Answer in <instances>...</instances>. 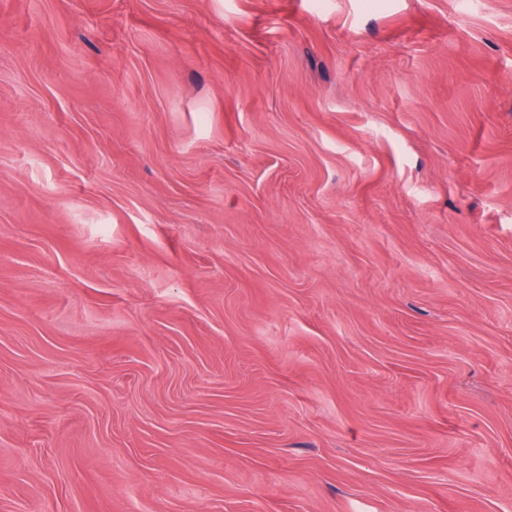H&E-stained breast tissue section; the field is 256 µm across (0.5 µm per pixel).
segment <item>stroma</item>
I'll use <instances>...</instances> for the list:
<instances>
[{"mask_svg":"<svg viewBox=\"0 0 512 512\" xmlns=\"http://www.w3.org/2000/svg\"><path fill=\"white\" fill-rule=\"evenodd\" d=\"M0 512H512V0H0Z\"/></svg>","mask_w":512,"mask_h":512,"instance_id":"35a3bbf8","label":"stroma"}]
</instances>
